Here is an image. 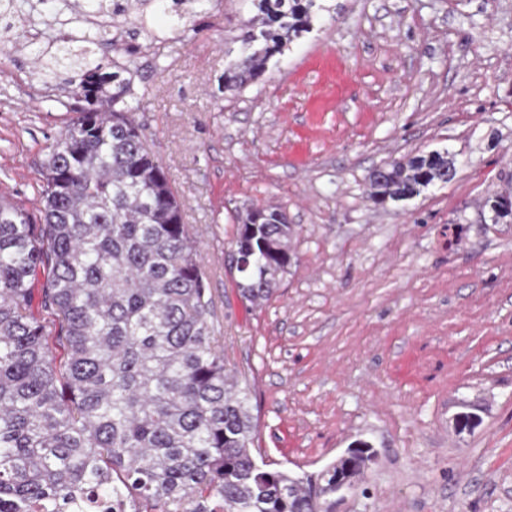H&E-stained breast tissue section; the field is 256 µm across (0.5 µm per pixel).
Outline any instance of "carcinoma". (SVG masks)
<instances>
[{
    "mask_svg": "<svg viewBox=\"0 0 512 512\" xmlns=\"http://www.w3.org/2000/svg\"><path fill=\"white\" fill-rule=\"evenodd\" d=\"M206 0H62L57 35L27 40L42 75L76 86L77 113L42 166L40 222L0 200V512H67L97 498L130 512H323L336 471L317 481L258 462L248 388L224 364L212 296L182 206L131 118L138 53L99 51L135 13L186 29ZM224 90L241 91L309 32L324 0H252ZM30 0H0L35 24ZM448 152L407 155L369 176L376 204L452 181ZM512 216V187L491 193ZM240 296L258 307L288 271L295 236L279 206L235 217Z\"/></svg>",
    "mask_w": 512,
    "mask_h": 512,
    "instance_id": "cac0c4a2",
    "label": "carcinoma"
}]
</instances>
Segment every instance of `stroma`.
<instances>
[{
	"instance_id": "obj_1",
	"label": "stroma",
	"mask_w": 512,
	"mask_h": 512,
	"mask_svg": "<svg viewBox=\"0 0 512 512\" xmlns=\"http://www.w3.org/2000/svg\"><path fill=\"white\" fill-rule=\"evenodd\" d=\"M242 91L220 90L250 0L189 31L157 14L133 80L146 143L199 245L224 360L250 391L253 453L318 476L378 460L334 512H512V0H335ZM24 43L0 48V198L38 213L72 114ZM449 151L457 175L375 204L368 175ZM277 205L293 258L260 308L230 264L235 211ZM478 415L459 433L454 419ZM492 212V220L498 223L500 220L512 216V187L491 193L484 204Z\"/></svg>"
}]
</instances>
